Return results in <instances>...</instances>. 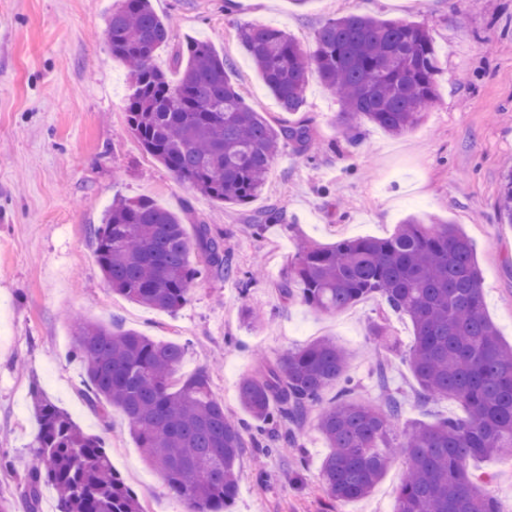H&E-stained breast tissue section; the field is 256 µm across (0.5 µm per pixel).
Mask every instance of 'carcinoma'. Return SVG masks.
Listing matches in <instances>:
<instances>
[{
  "label": "carcinoma",
  "instance_id": "carcinoma-1",
  "mask_svg": "<svg viewBox=\"0 0 512 512\" xmlns=\"http://www.w3.org/2000/svg\"><path fill=\"white\" fill-rule=\"evenodd\" d=\"M105 34L112 55L129 68V133L203 195L244 205L261 193L281 146L307 150L309 127L273 124L249 107L230 80L231 63L208 43L179 47L177 81L159 69L155 51L169 40L170 27L150 0H120ZM238 40L285 112L300 110L309 77L317 74L336 94L337 124L350 142L357 137L356 119L400 135L417 127L436 99L441 67L424 24L349 14L319 28L311 53L286 31L262 25L239 27ZM497 218L512 225V169ZM95 239L97 262L112 290L158 311L177 312L205 274H233L224 240L209 225H196L205 266H195L180 216L146 197L112 200ZM282 294L327 315L378 298L407 316L413 339L404 361L420 403L455 398L465 416L405 422L393 397L383 407L352 400L349 354L322 339L242 377L237 394L247 419L232 418L214 398L207 369L177 376L181 344L81 320L74 356L86 365L90 403L122 410L144 458L188 512L230 508L243 449L269 456L295 447L297 430L314 410L331 448L321 480L336 503L368 497L402 455L406 467L395 512H499L489 490L493 477L470 473L466 461L512 450V346L502 342L487 314L467 234L410 216L387 237L344 238L328 246L304 241ZM330 387L337 392L326 402ZM32 400L39 430L22 491L30 508L41 487L51 484L58 512H144L112 469L103 440L83 432L42 391L33 390Z\"/></svg>",
  "mask_w": 512,
  "mask_h": 512
}]
</instances>
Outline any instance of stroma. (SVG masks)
Listing matches in <instances>:
<instances>
[{"label": "stroma", "instance_id": "35a3bbf8", "mask_svg": "<svg viewBox=\"0 0 512 512\" xmlns=\"http://www.w3.org/2000/svg\"><path fill=\"white\" fill-rule=\"evenodd\" d=\"M171 39L155 61L178 78L174 55L190 38L208 42L232 64L230 78L246 104L275 122L309 124L307 155L285 147L264 192L227 205L176 179L127 130L124 64L105 37L119 0H0V499L9 512H28L19 495L38 430L31 391L40 388L87 434L103 439L113 467L137 493L145 512H187L148 465L123 412L91 408L84 363L74 358L77 320L118 322L185 348L180 375L221 359L214 396L239 413L237 385L258 360L331 338L350 352L354 400L383 404L399 397L410 420L462 415L455 400L427 406L416 398L408 366L393 358L388 391L375 380L370 330L386 324L400 349L412 341L408 318L374 299L330 316L280 285L296 244L385 237L408 215L425 213L460 225L473 241L484 277L488 315L512 344V227L496 220L503 176L512 166V0H151ZM365 13L425 23L443 72L437 99L422 123L393 136L361 121L356 144L342 136L339 104L310 77L301 111L283 112L254 69L236 31L245 23L280 28L304 50L328 19ZM147 197L209 225L224 239L233 267L262 265L249 287L206 276L189 301L168 314L113 292L97 263L93 230L113 197ZM279 207L280 223L254 232L252 218ZM266 312L262 327L242 320L247 306ZM329 450L308 417L299 447L261 457L244 449L233 512H394L405 467L396 457L374 492L339 504L325 493L320 469ZM471 470L495 477L500 512H512V454L477 459Z\"/></svg>", "mask_w": 512, "mask_h": 512}]
</instances>
